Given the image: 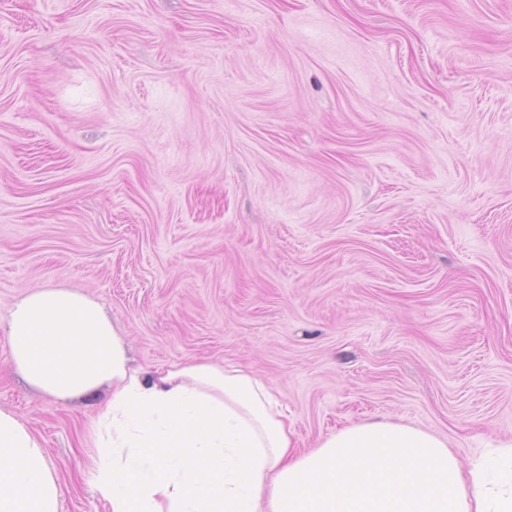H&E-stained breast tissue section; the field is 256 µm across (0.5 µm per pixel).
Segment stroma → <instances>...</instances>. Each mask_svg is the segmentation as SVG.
<instances>
[{"mask_svg": "<svg viewBox=\"0 0 512 512\" xmlns=\"http://www.w3.org/2000/svg\"><path fill=\"white\" fill-rule=\"evenodd\" d=\"M99 302L134 367L206 358L298 449L371 420L512 439V0H0V312ZM61 512L99 408L16 373Z\"/></svg>", "mask_w": 512, "mask_h": 512, "instance_id": "35a3bbf8", "label": "stroma"}]
</instances>
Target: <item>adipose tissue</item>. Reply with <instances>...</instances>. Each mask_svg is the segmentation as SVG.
I'll return each mask as SVG.
<instances>
[{
    "label": "adipose tissue",
    "mask_w": 512,
    "mask_h": 512,
    "mask_svg": "<svg viewBox=\"0 0 512 512\" xmlns=\"http://www.w3.org/2000/svg\"><path fill=\"white\" fill-rule=\"evenodd\" d=\"M6 335L15 368L46 395L110 386L90 473L108 512H512V441L465 470L447 437L375 420L296 452L263 381L206 360L135 370L104 308L68 288L13 303ZM60 499L41 440L0 408V512H60Z\"/></svg>",
    "instance_id": "adipose-tissue-1"
}]
</instances>
